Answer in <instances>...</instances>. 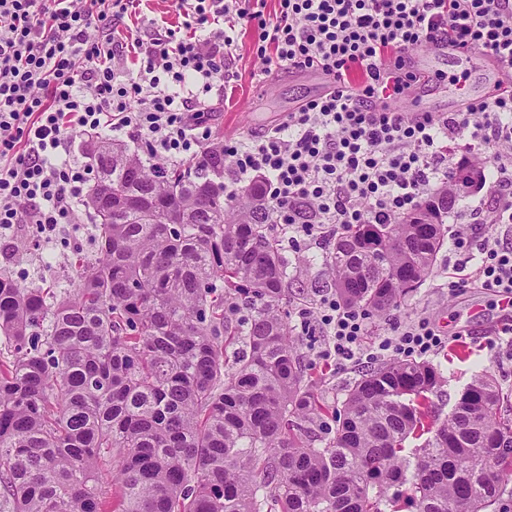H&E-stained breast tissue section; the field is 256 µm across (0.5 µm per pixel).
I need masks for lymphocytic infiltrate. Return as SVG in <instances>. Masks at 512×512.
Here are the masks:
<instances>
[{"mask_svg":"<svg viewBox=\"0 0 512 512\" xmlns=\"http://www.w3.org/2000/svg\"><path fill=\"white\" fill-rule=\"evenodd\" d=\"M140 2L0 0V233L32 224L50 239L80 222L91 169L72 158L71 133H134L151 155L201 159L243 19L261 72L320 69L335 87L258 139L225 141V198L260 177L279 223L304 236L324 224H391L432 181H447L448 145L468 139L493 180L490 213L472 221L497 231L478 247L472 282L452 279L448 290L512 294V88L448 115L382 106L407 87L405 55L415 46L512 65V0H278L272 14L267 0H175L183 28L119 40ZM315 321L328 338L325 359L421 355L444 344L422 320L364 350L363 313L333 297L300 326Z\"/></svg>","mask_w":512,"mask_h":512,"instance_id":"1","label":"lymphocytic infiltrate"}]
</instances>
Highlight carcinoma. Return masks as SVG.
Masks as SVG:
<instances>
[{
	"label": "carcinoma",
	"mask_w": 512,
	"mask_h": 512,
	"mask_svg": "<svg viewBox=\"0 0 512 512\" xmlns=\"http://www.w3.org/2000/svg\"><path fill=\"white\" fill-rule=\"evenodd\" d=\"M96 257L78 287L25 288L0 271V512H497L512 481V412L489 371L448 416L429 362L361 372L322 446L330 405L291 339L288 249L260 180L224 186L223 143L145 164L91 153ZM459 196L436 189L393 224H351L325 267L345 304L384 313L425 281ZM423 439L406 452L405 442Z\"/></svg>",
	"instance_id": "obj_1"
}]
</instances>
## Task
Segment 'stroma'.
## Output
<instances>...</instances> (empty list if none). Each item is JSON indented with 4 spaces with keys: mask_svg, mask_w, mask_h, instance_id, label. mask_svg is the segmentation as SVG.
<instances>
[{
    "mask_svg": "<svg viewBox=\"0 0 512 512\" xmlns=\"http://www.w3.org/2000/svg\"><path fill=\"white\" fill-rule=\"evenodd\" d=\"M236 43L228 61L233 72L234 91L229 103H218L207 122L217 139H250L278 124L285 113L296 110L304 101L322 94L327 78L310 70H274L268 78L257 77V62L249 47L252 32L237 24ZM410 65L422 79L407 93L386 100L390 109L403 112H454L459 95L480 99L493 94L495 76L488 60L475 55L457 56L445 51L433 53L419 46L408 52ZM445 80H436V73ZM328 240L326 234L311 238L298 236L288 246V312L291 335L306 368L312 387L330 403H342L346 390L368 369L367 361H327L321 358L327 338L321 331L302 333L297 312L300 306L317 310L319 300L334 295L332 277L324 269ZM94 256L92 222L65 225L52 240L40 238L35 225L18 224L0 237V269L9 270L22 286H54L58 291L74 289L77 282L71 261L74 253ZM473 263L465 262L445 244L426 280L407 297L398 309L366 320L365 346H373L390 336L395 327L426 319L440 330L459 332L458 340L429 357L438 365L445 382L432 395L440 415H447L456 396L481 370L490 371L500 386L512 390V346L500 331L512 322L502 310L498 295L481 288H465L449 294L448 279L469 278Z\"/></svg>",
    "mask_w": 512,
    "mask_h": 512,
    "instance_id": "stroma-1",
    "label": "stroma"
}]
</instances>
